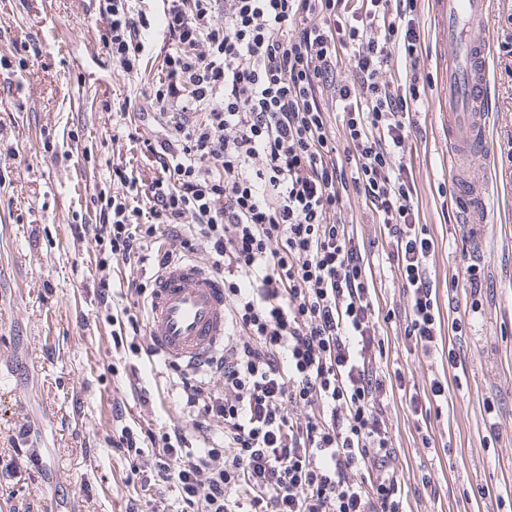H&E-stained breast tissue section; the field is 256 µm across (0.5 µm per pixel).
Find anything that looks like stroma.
Instances as JSON below:
<instances>
[{"label":"stroma","instance_id":"35a3bbf8","mask_svg":"<svg viewBox=\"0 0 512 512\" xmlns=\"http://www.w3.org/2000/svg\"><path fill=\"white\" fill-rule=\"evenodd\" d=\"M487 25L490 66L491 160L464 157L474 190L490 200L480 239H463L453 218V189L440 151L439 83H431L417 137L405 163L419 183L429 224L439 241L427 265L439 289L462 300L455 286L468 262L485 265L482 307L460 340L465 373L451 385L433 419L437 440L451 454L444 467L434 449L413 440L402 408H389L391 464L407 473L427 465L430 485L415 512H496L512 495V0H494ZM98 0H0V55L35 40L42 54L23 72L0 68V370L19 366L20 378L0 377V512H181L174 498L156 502L126 481L127 464L112 451L113 400H126V421L192 432L193 422L168 392L164 362L139 370L145 401L132 399L113 375L112 326L94 290L111 269L99 268L93 235L76 229L93 188L107 177L113 154L126 150L132 119L150 111L146 91L160 75L150 60L142 77L112 71L100 41ZM131 97L129 117L105 112ZM92 144L91 157L81 145ZM390 361L408 385L422 389L436 363L391 339ZM495 401L498 436L484 449L482 399Z\"/></svg>","mask_w":512,"mask_h":512}]
</instances>
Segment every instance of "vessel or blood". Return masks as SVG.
<instances>
[{"label": "vessel or blood", "instance_id": "obj_1", "mask_svg": "<svg viewBox=\"0 0 512 512\" xmlns=\"http://www.w3.org/2000/svg\"><path fill=\"white\" fill-rule=\"evenodd\" d=\"M439 16L438 44L447 53L439 71L448 96V159L489 150L488 117L492 109L490 63L492 38L486 26L492 0H433ZM454 196L460 220L471 229L487 222L488 199L455 177ZM228 328L224 317V284L201 267L173 262L158 273L150 301L148 343L171 362H205Z\"/></svg>", "mask_w": 512, "mask_h": 512}]
</instances>
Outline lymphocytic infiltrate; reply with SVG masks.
<instances>
[{"label": "lymphocytic infiltrate", "mask_w": 512, "mask_h": 512, "mask_svg": "<svg viewBox=\"0 0 512 512\" xmlns=\"http://www.w3.org/2000/svg\"><path fill=\"white\" fill-rule=\"evenodd\" d=\"M223 20L215 18L216 2ZM421 0H102L101 44L117 75L146 70L144 33L163 22V76L149 93L165 139L137 137L159 173L113 163L95 193L99 262L158 267L203 254L224 281L235 345L204 372L172 364L197 439L125 425L112 447L145 493L172 491L181 512H407L409 487L391 466L383 359L392 325L424 355L439 351L446 322L427 267L437 242L402 158L411 114L429 83ZM350 66L356 79L341 82ZM340 121L337 139L327 129ZM261 167H253V159ZM359 200L389 246L404 310L381 311L373 260L361 248ZM152 280L95 293L112 309L123 357L153 360L144 346ZM207 369V370H208ZM306 408L293 419L289 405ZM221 441H214V434Z\"/></svg>", "instance_id": "f902f5d3"}]
</instances>
